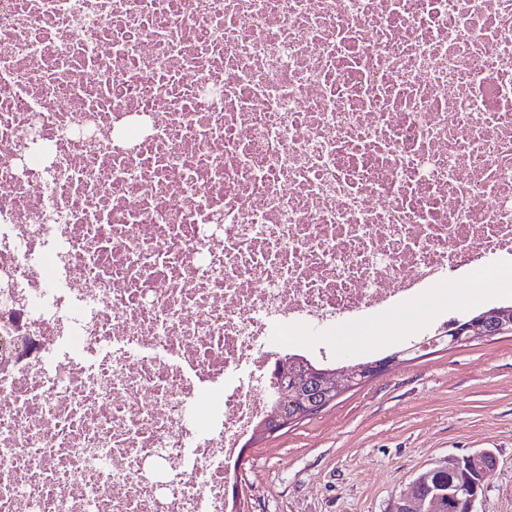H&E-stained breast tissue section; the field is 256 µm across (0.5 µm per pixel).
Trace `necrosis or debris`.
<instances>
[{
    "label": "necrosis or debris",
    "mask_w": 512,
    "mask_h": 512,
    "mask_svg": "<svg viewBox=\"0 0 512 512\" xmlns=\"http://www.w3.org/2000/svg\"><path fill=\"white\" fill-rule=\"evenodd\" d=\"M512 255V0H0V512H225L281 327Z\"/></svg>",
    "instance_id": "necrosis-or-debris-1"
}]
</instances>
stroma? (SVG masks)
<instances>
[{"label":"stroma","instance_id":"1","mask_svg":"<svg viewBox=\"0 0 512 512\" xmlns=\"http://www.w3.org/2000/svg\"><path fill=\"white\" fill-rule=\"evenodd\" d=\"M496 282L447 273L425 300L387 308L329 333L311 321L292 340L334 351L350 366L420 342L438 319L499 305ZM492 450L477 512H512V336L424 348L342 393L322 412L242 451L229 477L246 512H390L420 472Z\"/></svg>","mask_w":512,"mask_h":512}]
</instances>
